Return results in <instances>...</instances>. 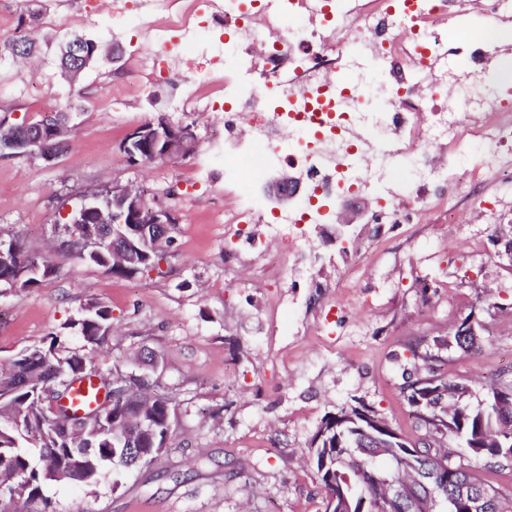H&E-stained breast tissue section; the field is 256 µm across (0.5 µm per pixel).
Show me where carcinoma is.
<instances>
[{
  "label": "carcinoma",
  "mask_w": 512,
  "mask_h": 512,
  "mask_svg": "<svg viewBox=\"0 0 512 512\" xmlns=\"http://www.w3.org/2000/svg\"><path fill=\"white\" fill-rule=\"evenodd\" d=\"M83 242L96 251L91 263L121 275L160 274L168 254L166 249L146 248L134 235L112 236L110 224L62 225L59 248L68 251ZM4 248L0 286L30 290L53 273L48 265L32 270L33 257L20 238H9ZM469 323L468 316L452 334L433 337L431 347L477 351L481 337L462 335ZM73 325L94 349L111 328L112 314L92 301ZM92 371L85 355L66 349L53 336L21 349L0 372V512H48L43 471L62 459L83 463L84 483L95 486L106 468L147 466L167 448L174 395L158 391L149 371L126 379L128 372L117 362L112 368V376L122 379L117 391H112V380L100 379L104 399H115L107 407L86 410L80 431L74 430L65 405L55 420H47L50 393L68 398L73 385ZM408 390V403L418 411L423 427L413 441L391 432L392 424L366 406L342 408L322 420L308 445V458L325 490L324 512H425L424 505L412 508L405 500L388 498L409 478L401 457L416 454L419 466L434 469L451 457L452 441L473 463L458 460L453 480L435 488L436 501L448 503L449 512H469L460 500V488L467 486L485 494L475 512H512V494L477 474L479 469L512 472V383L489 387L475 404L469 402L471 388L463 380L418 378ZM361 427L389 442L385 454L355 447L350 434Z\"/></svg>",
  "instance_id": "carcinoma-1"
}]
</instances>
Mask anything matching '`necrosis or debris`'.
<instances>
[{
	"label": "necrosis or debris",
	"instance_id": "1",
	"mask_svg": "<svg viewBox=\"0 0 512 512\" xmlns=\"http://www.w3.org/2000/svg\"><path fill=\"white\" fill-rule=\"evenodd\" d=\"M150 21L156 49L135 58L152 78L184 67L189 107L224 100L225 237L261 224L291 281L323 259L313 233L370 199L368 224L488 228L512 217V83L495 73L512 0H114ZM181 31L188 50L169 48ZM287 166L301 198L274 212L255 182Z\"/></svg>",
	"mask_w": 512,
	"mask_h": 512
}]
</instances>
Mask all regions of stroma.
<instances>
[{
    "mask_svg": "<svg viewBox=\"0 0 512 512\" xmlns=\"http://www.w3.org/2000/svg\"><path fill=\"white\" fill-rule=\"evenodd\" d=\"M78 6L59 0H0L13 30L0 35V125L32 123L66 112L65 149L0 154V236L20 237L55 267L26 292L0 288V362L20 349L58 337L70 350L85 342L73 322L88 301L112 313V328L93 354L98 372L113 360L132 366L141 349L163 358L153 375L173 390L170 446L146 467L105 470L93 487L49 482L50 512H324V491L303 453L322 419L340 408L368 406L404 435L419 434L406 386L436 372L464 379L480 399L494 382L512 377V234L464 224L449 236L444 224H385L384 249L354 294L335 293L323 305L319 289L298 283L299 306L269 313L277 283L260 267H231L225 251L250 252L264 227L250 226L232 243L210 223L224 206V163L211 155L212 128L223 116L192 121L199 144L187 159L133 165L119 149L133 128L158 118L187 121L173 109L190 87L188 75L147 82L141 94L112 109L114 83L137 81L135 53L155 44L145 26H131L100 8L77 25ZM26 25L31 57L13 54L14 30ZM83 35L103 57L70 84L60 49ZM209 180L183 191L190 166ZM146 190L176 210L180 222L162 274L119 276L57 249L59 226L83 195L113 185ZM324 324L321 336L296 329L303 317ZM479 320L481 351L441 350L420 357L426 343L465 317Z\"/></svg>",
    "mask_w": 512,
    "mask_h": 512,
    "instance_id": "stroma-1",
    "label": "stroma"
}]
</instances>
